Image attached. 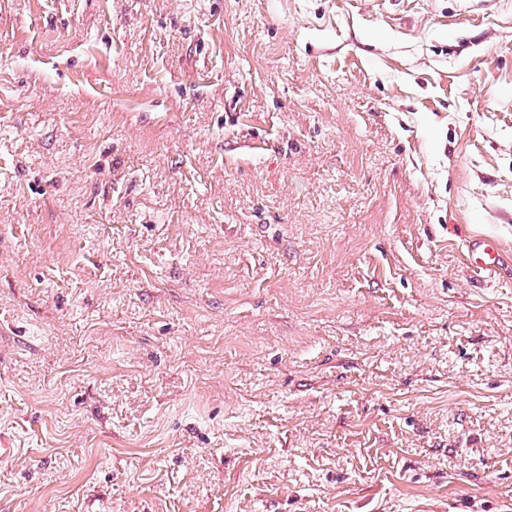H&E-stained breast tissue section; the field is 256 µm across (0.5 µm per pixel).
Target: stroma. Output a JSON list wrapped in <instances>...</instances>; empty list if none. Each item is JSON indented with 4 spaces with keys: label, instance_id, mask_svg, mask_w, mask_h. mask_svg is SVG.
Masks as SVG:
<instances>
[{
    "label": "stroma",
    "instance_id": "obj_1",
    "mask_svg": "<svg viewBox=\"0 0 512 512\" xmlns=\"http://www.w3.org/2000/svg\"><path fill=\"white\" fill-rule=\"evenodd\" d=\"M2 325L0 512H512V0H0ZM468 267L482 276H495L505 262L503 250L499 243L491 238L472 239L466 250Z\"/></svg>",
    "mask_w": 512,
    "mask_h": 512
}]
</instances>
